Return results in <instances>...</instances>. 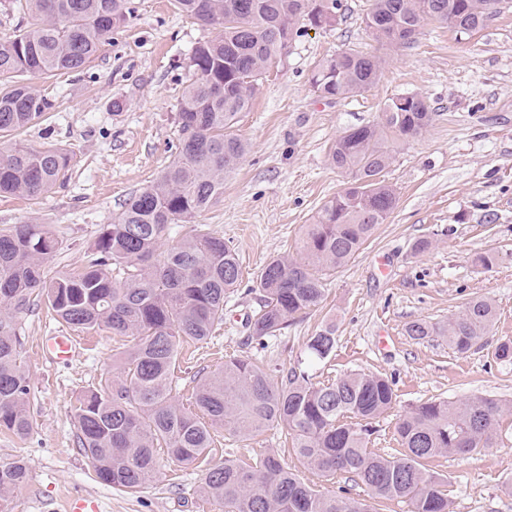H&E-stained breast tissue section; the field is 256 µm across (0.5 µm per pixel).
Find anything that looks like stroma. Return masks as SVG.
<instances>
[{
    "label": "stroma",
    "instance_id": "35a3bbf8",
    "mask_svg": "<svg viewBox=\"0 0 512 512\" xmlns=\"http://www.w3.org/2000/svg\"><path fill=\"white\" fill-rule=\"evenodd\" d=\"M134 3V14L84 71L39 83L56 107L22 138L70 152L65 185L33 199L0 197V229L31 221L51 228L57 245L46 267L50 277L76 270L113 213L179 152L177 106L192 77L190 53L214 31L181 15L172 0ZM370 4L341 0L335 23L305 26L238 116L236 130L248 151L197 222L237 248L239 289L225 302L224 323L211 343L182 346L175 371L182 403L190 401L197 372L222 367L230 355L302 368L315 384L352 371L387 376L395 383L397 411L473 395L512 403V360L494 356L499 341L512 340V0H503L477 33L428 24L405 48L371 36L363 22ZM346 48L384 56L379 80L353 98L318 97L314 69ZM407 93L428 97L435 116L421 136L394 148L384 180L396 191L395 208L360 253L328 277L320 309L265 344L248 342L259 272L272 257L301 256L304 225L349 179L330 165L331 144L349 128L378 122L385 103ZM420 237L431 238L433 247L416 255L411 247ZM488 251L497 262L485 269L475 257ZM476 295L495 303L496 319L469 353L455 354L438 338L407 336L410 322L446 324ZM330 318L337 323L336 349L324 361H309L307 341ZM20 322L34 426L23 439L0 431V465L23 461L29 480L0 500V512H63L74 493L95 502L97 512H224L222 503L203 501L197 491L204 468L159 454L157 480L127 494L102 484L79 450L76 400L116 377L130 338L103 328L84 333V347L69 360L38 359L32 343L55 335L61 324L41 305ZM265 451L281 452L302 479L317 481L299 466L290 436L279 428L245 442L220 432L209 461ZM428 467L447 478L452 512H512V414L502 416L493 447L467 460L436 458Z\"/></svg>",
    "mask_w": 512,
    "mask_h": 512
}]
</instances>
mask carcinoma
<instances>
[{
    "mask_svg": "<svg viewBox=\"0 0 512 512\" xmlns=\"http://www.w3.org/2000/svg\"><path fill=\"white\" fill-rule=\"evenodd\" d=\"M497 0H372L366 25L391 47L413 43L429 23L462 34L481 30ZM182 13L218 31L192 49V82L178 105L182 134L178 158L153 184L131 196L103 227L92 252L74 272L45 275L56 239L40 224L0 230V431L19 438L33 429L30 381L19 359V315L42 301L54 316L81 331L105 327L127 336L121 377L100 382L77 399L79 448L97 478L128 494L140 492L159 473L158 451L187 467L209 455L215 433L253 440L270 428L292 435L296 459L316 475H345L366 497L326 494L303 481L274 453L248 462L226 458L207 469L200 493L227 512H372L369 501L400 499L410 512H449L447 482L426 468L430 459L467 456L488 448L504 411L490 397L430 400L399 415L394 435L402 451L382 455L369 446L372 423L391 412L397 395L381 374L350 372L316 385L303 370L277 368L247 356L224 359L203 372L186 407L173 395L183 344L209 343L224 323V301L239 284L238 254L209 232L187 235L164 252L173 226L191 222L224 194V178L247 152L235 132L266 72L278 65L298 35L297 25L336 21L340 0H174ZM13 10L34 19L0 41V196L38 197L64 184L71 155L3 142L54 108L53 100L25 77L74 72L133 14L132 0H13ZM384 59L342 50L312 76L317 96L337 100L361 95L378 80ZM422 95L385 104L379 123L351 127L332 144L330 163L352 180L325 201L305 225L303 257L285 255L262 268L260 310L248 318L249 340L277 336L325 299L327 275L347 264L395 207V189L384 170L393 145L421 135L433 120ZM493 302L470 298L448 324L417 320L408 336H442L459 355L489 335ZM336 323L310 337L312 359L336 349ZM28 480L25 464L0 465V498Z\"/></svg>",
    "mask_w": 512,
    "mask_h": 512,
    "instance_id": "cac0c4a2",
    "label": "carcinoma"
}]
</instances>
